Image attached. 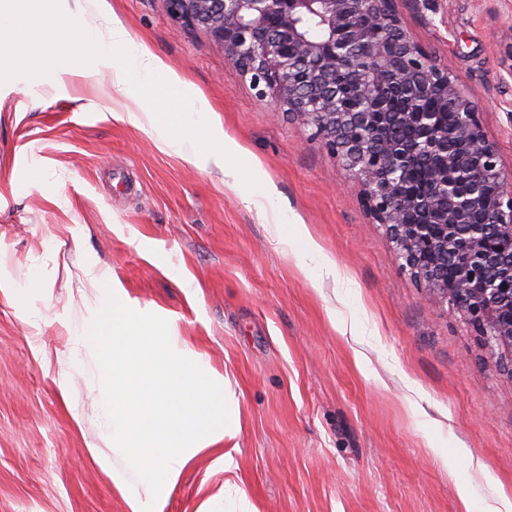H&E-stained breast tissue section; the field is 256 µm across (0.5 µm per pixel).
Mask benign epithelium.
I'll list each match as a JSON object with an SVG mask.
<instances>
[{"instance_id": "benign-epithelium-1", "label": "benign epithelium", "mask_w": 512, "mask_h": 512, "mask_svg": "<svg viewBox=\"0 0 512 512\" xmlns=\"http://www.w3.org/2000/svg\"><path fill=\"white\" fill-rule=\"evenodd\" d=\"M394 2L171 0L260 96L314 129L412 277L512 362V171L484 132L478 95L411 38ZM426 97L453 105L464 151H448L440 113L419 110ZM451 171L468 186L448 182Z\"/></svg>"}]
</instances>
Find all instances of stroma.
Segmentation results:
<instances>
[{
  "instance_id": "stroma-1",
  "label": "stroma",
  "mask_w": 512,
  "mask_h": 512,
  "mask_svg": "<svg viewBox=\"0 0 512 512\" xmlns=\"http://www.w3.org/2000/svg\"><path fill=\"white\" fill-rule=\"evenodd\" d=\"M395 6L413 39L486 100L484 129L511 170L512 0ZM82 9L116 16L208 100L340 274L279 244L271 217L217 169L115 120L123 99L109 75L0 85V274L25 292L19 305L0 295V512H125L101 439L100 367L66 329L92 320L91 261L132 310L206 356L238 410V433L218 443L237 490L224 492L205 451L165 512H485L491 480L512 496V371L400 266L311 128L259 97L169 0Z\"/></svg>"
}]
</instances>
